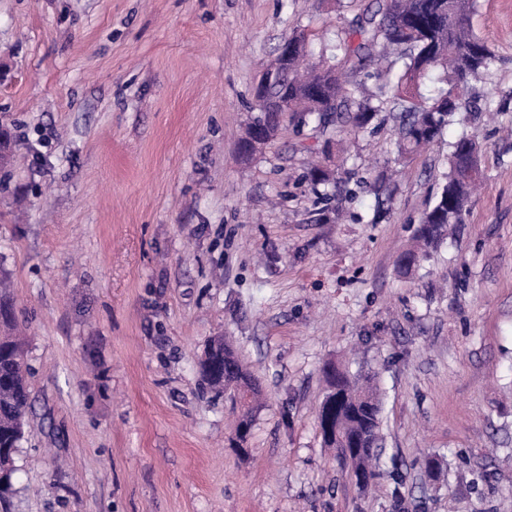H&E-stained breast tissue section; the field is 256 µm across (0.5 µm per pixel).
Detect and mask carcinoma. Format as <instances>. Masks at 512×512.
<instances>
[{
  "instance_id": "1",
  "label": "carcinoma",
  "mask_w": 512,
  "mask_h": 512,
  "mask_svg": "<svg viewBox=\"0 0 512 512\" xmlns=\"http://www.w3.org/2000/svg\"><path fill=\"white\" fill-rule=\"evenodd\" d=\"M475 7L476 0H383L376 10L336 33V53L319 63H306L307 56L313 54L308 40H288V68L265 85L267 105L253 104L255 115L240 149L255 152L254 141L262 133L273 135L286 114L298 128L313 123L325 135L334 132L335 125L345 124L356 133L372 125L388 106L398 113V154L410 155L432 143L458 111L459 96L481 79L494 59L488 45L470 27ZM337 53L343 54L344 65L351 72L374 78L373 90L347 86L338 65L331 63ZM387 53L395 56L390 65L400 64L395 85L378 67ZM471 164L480 166L479 147L463 135L450 146L448 171L417 226L413 245L399 260L402 271H409L429 249L438 247L448 225L462 223L471 193L482 180L480 174L465 173ZM1 308L0 468L11 476L14 455L24 440L30 390L24 351L11 333L13 304L5 293L0 294ZM207 353L227 366L223 373L203 372L209 386L223 390L236 382L249 389L235 434L243 430L251 434L261 393L259 382L223 337H215ZM325 375L324 397L330 406L319 408L317 419L330 415L336 435L324 439V444L336 449L337 457L364 491L378 476L380 395L369 374L351 375L330 364Z\"/></svg>"
}]
</instances>
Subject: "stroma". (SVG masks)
<instances>
[{
    "mask_svg": "<svg viewBox=\"0 0 512 512\" xmlns=\"http://www.w3.org/2000/svg\"><path fill=\"white\" fill-rule=\"evenodd\" d=\"M368 2L0 0V281L33 367L0 512H512V0H477L495 59L418 153L391 118L342 130L322 199L314 126L240 151L281 43ZM464 133L481 187L400 275ZM220 335L262 387L243 452L199 373ZM329 362L377 377L364 493L318 427Z\"/></svg>",
    "mask_w": 512,
    "mask_h": 512,
    "instance_id": "1",
    "label": "stroma"
}]
</instances>
